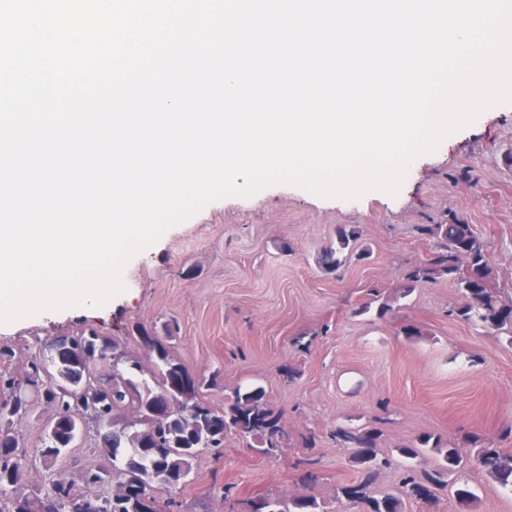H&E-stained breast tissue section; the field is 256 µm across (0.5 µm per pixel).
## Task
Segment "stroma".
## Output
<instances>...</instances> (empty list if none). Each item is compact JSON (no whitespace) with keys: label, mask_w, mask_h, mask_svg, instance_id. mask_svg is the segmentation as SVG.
<instances>
[{"label":"stroma","mask_w":512,"mask_h":512,"mask_svg":"<svg viewBox=\"0 0 512 512\" xmlns=\"http://www.w3.org/2000/svg\"><path fill=\"white\" fill-rule=\"evenodd\" d=\"M469 224L489 244L499 284L512 293V104L419 157L397 196L323 199L290 185L214 201L168 229L123 271L125 291L105 306L45 312L0 325V374L23 375L31 357L85 329L114 338L152 369L142 333L165 336L173 358L202 384L213 408L239 386L265 389L288 446L263 457L236 438L201 451L190 482L158 487L180 512H220L224 487L239 498L306 493L299 459L316 441L318 498L325 512H355L336 498L358 474L337 427H377L382 452L430 433L470 460L476 498L462 510L453 488L405 512H512V491L474 466L471 436L512 448V346L497 332L450 316L456 289L441 280L398 298L405 269L429 258L425 224ZM356 226V249L336 272L319 266L337 225ZM395 298L379 319L354 310L369 295ZM420 334L407 339L406 326Z\"/></svg>","instance_id":"35a3bbf8"}]
</instances>
